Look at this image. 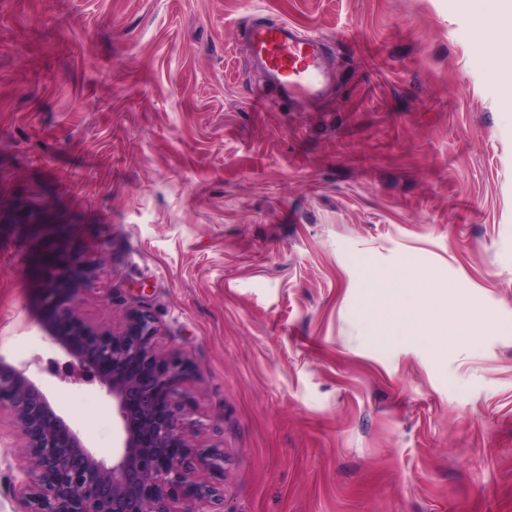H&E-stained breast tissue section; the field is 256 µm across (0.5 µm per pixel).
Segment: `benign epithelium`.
Listing matches in <instances>:
<instances>
[{
    "mask_svg": "<svg viewBox=\"0 0 512 512\" xmlns=\"http://www.w3.org/2000/svg\"><path fill=\"white\" fill-rule=\"evenodd\" d=\"M44 334L88 367L119 416L117 457L96 458L26 363L0 359V413L9 412L29 467L16 487L23 512H215L224 502V449L196 442L183 420L197 371L161 349L155 316L133 308L118 328L78 310L91 269L53 261L42 269Z\"/></svg>",
    "mask_w": 512,
    "mask_h": 512,
    "instance_id": "7a95c632",
    "label": "benign epithelium"
}]
</instances>
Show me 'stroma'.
<instances>
[{"label": "stroma", "instance_id": "obj_1", "mask_svg": "<svg viewBox=\"0 0 512 512\" xmlns=\"http://www.w3.org/2000/svg\"><path fill=\"white\" fill-rule=\"evenodd\" d=\"M460 0H0V358L98 459L118 413L41 329V255L93 267L198 379L224 512H512V106ZM325 44L317 104L249 27ZM415 270L470 320L438 347L369 318ZM27 458L0 416V512Z\"/></svg>", "mask_w": 512, "mask_h": 512}]
</instances>
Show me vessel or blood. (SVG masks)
<instances>
[{"instance_id":"vessel-or-blood-1","label":"vessel or blood","mask_w":512,"mask_h":512,"mask_svg":"<svg viewBox=\"0 0 512 512\" xmlns=\"http://www.w3.org/2000/svg\"><path fill=\"white\" fill-rule=\"evenodd\" d=\"M252 45L257 62L274 77L283 78L286 94L322 93L325 71L320 37L281 20L256 26L252 31Z\"/></svg>"}]
</instances>
